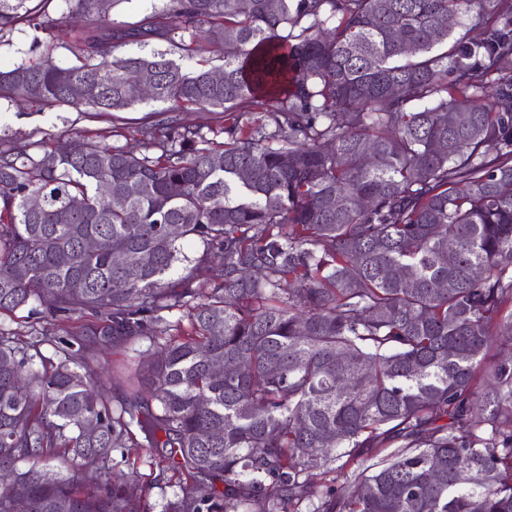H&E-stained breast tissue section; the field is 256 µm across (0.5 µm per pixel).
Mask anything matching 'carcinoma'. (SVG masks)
<instances>
[{"mask_svg": "<svg viewBox=\"0 0 512 512\" xmlns=\"http://www.w3.org/2000/svg\"><path fill=\"white\" fill-rule=\"evenodd\" d=\"M27 2L0 0V42L98 33L0 70V99L111 126L0 137V313H89L155 358L112 366L114 405L70 365L76 334L42 328L38 369L0 328V469L24 486L0 512H146L109 465L130 442L188 475L161 512H512V354L485 366L512 341V0H163L135 26L124 0ZM205 42L234 45L220 83ZM144 71L166 108L134 151L118 113ZM376 448L358 492L316 488ZM85 27V24L77 18L72 19L67 27L38 33L25 25L17 26L10 36L5 38L9 40L0 44V68L7 70L21 61L35 58L39 54V50L43 49L42 46L48 43L56 46L53 52L55 61L59 64H66L71 61V55L62 46L75 34L85 30ZM35 35H38L41 41L40 49L33 48Z\"/></svg>", "mask_w": 512, "mask_h": 512, "instance_id": "carcinoma-1", "label": "carcinoma"}]
</instances>
